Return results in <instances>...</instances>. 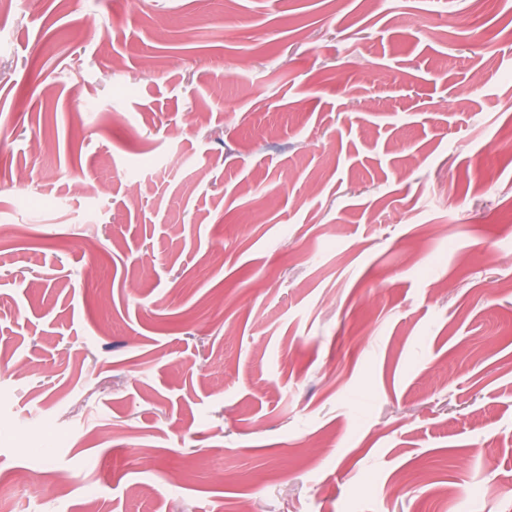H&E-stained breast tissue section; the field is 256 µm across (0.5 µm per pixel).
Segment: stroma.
Here are the masks:
<instances>
[{"label": "stroma", "instance_id": "35a3bbf8", "mask_svg": "<svg viewBox=\"0 0 512 512\" xmlns=\"http://www.w3.org/2000/svg\"><path fill=\"white\" fill-rule=\"evenodd\" d=\"M508 128L512 0H18L0 512H512Z\"/></svg>", "mask_w": 512, "mask_h": 512}]
</instances>
